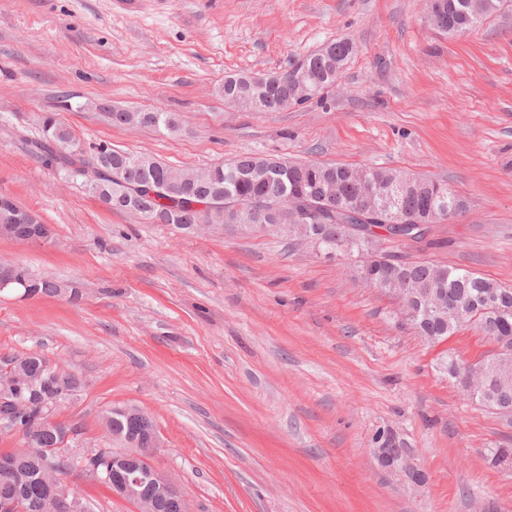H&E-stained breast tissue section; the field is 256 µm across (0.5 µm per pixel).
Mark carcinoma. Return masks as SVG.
<instances>
[{
  "label": "carcinoma",
  "instance_id": "1",
  "mask_svg": "<svg viewBox=\"0 0 512 512\" xmlns=\"http://www.w3.org/2000/svg\"><path fill=\"white\" fill-rule=\"evenodd\" d=\"M502 5L503 0H433L427 20L439 31L455 36L461 30L469 32L478 27L482 19L497 13ZM352 51L350 42L336 41L306 55L285 72L227 74L222 87L224 100L237 98L240 106L257 111L285 110L299 103L295 77L306 75L307 99L318 97L336 86L339 78L337 68L345 65ZM143 126L169 133L179 129L176 116L169 112H146ZM74 147L76 138L70 128L53 114L43 116L42 136L33 142V153L55 163L69 176L81 175L87 159L99 150L108 153L112 167L122 169L125 181L132 189L161 182L175 171V168L144 154L117 151L101 144L92 146L87 153L74 152ZM362 170L366 172L363 177L360 176ZM202 172L203 181L177 188L165 201L159 196L137 195L127 200L114 197L112 209L192 233L198 224H245L256 228L263 224H279L281 219L275 212L254 209L250 203L260 200L274 203L289 196L301 197L317 204L323 214L313 231L322 250L347 251L352 255L372 251L374 258L370 260V267L377 286L395 280L404 288H425L431 284L437 265L419 259L407 261L399 269L392 268V256L378 248L382 237L377 236L372 241L356 237V232L347 227L350 223L347 210L363 203L369 186L384 179L406 184V190L397 198L398 211L416 214L427 225L448 219L464 207L463 201L448 185H441L440 191L436 192L431 189L434 181L398 170L375 167L359 170L318 161L295 163L262 156H242L230 162L210 165ZM14 268L17 275L14 287L29 296L60 295V282L35 277L18 264ZM443 270L441 291L447 298L459 301L460 319L449 324L437 320L425 324L418 320L415 325L419 333L423 336H450L469 323L477 330H494L498 340L512 346V288L465 269L445 266ZM9 367L16 371L13 381L21 383V389L7 401H0V420H10L13 428L11 433L0 432V439H14L20 445L18 463L25 477L23 512H45L47 482L54 476L41 479L43 457L55 454L56 459L63 461L62 475L66 477L73 475V471L70 470V451L59 447L58 431L65 425H48L33 433L38 402L31 397L28 382H36L42 395L53 396L66 388L79 392L84 381L37 352H1L0 371ZM499 380L503 394L497 399L477 394L471 400L507 415L512 413V376H501ZM107 415L111 416L105 422L109 435L116 436L125 444L135 440L141 447L147 446L154 424L146 413L136 408L130 413L115 415L109 410Z\"/></svg>",
  "mask_w": 512,
  "mask_h": 512
}]
</instances>
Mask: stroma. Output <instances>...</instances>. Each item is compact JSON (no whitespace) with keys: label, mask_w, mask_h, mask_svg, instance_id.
Masks as SVG:
<instances>
[{"label":"stroma","mask_w":512,"mask_h":512,"mask_svg":"<svg viewBox=\"0 0 512 512\" xmlns=\"http://www.w3.org/2000/svg\"><path fill=\"white\" fill-rule=\"evenodd\" d=\"M427 0H0V196L51 242L0 237V261L78 285L81 299L0 291V350L38 351L85 382L58 412L87 448L105 409L135 405L150 464L189 512H512V415L463 398L442 362L494 345L425 338L357 262L248 227L185 235L108 208L31 155L45 114L95 144L197 168L244 154L398 169L442 180L466 212L426 252L384 250L512 287V0L467 34ZM355 51L335 90L281 112L226 104V74L290 69L333 40ZM174 113L177 133L117 127L104 108ZM426 481L382 470L380 432Z\"/></svg>","instance_id":"1"}]
</instances>
